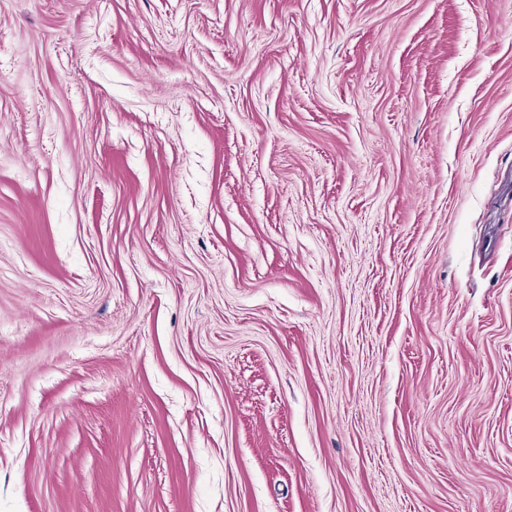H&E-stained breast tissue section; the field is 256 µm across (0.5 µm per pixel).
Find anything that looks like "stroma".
Wrapping results in <instances>:
<instances>
[{
    "instance_id": "stroma-1",
    "label": "stroma",
    "mask_w": 512,
    "mask_h": 512,
    "mask_svg": "<svg viewBox=\"0 0 512 512\" xmlns=\"http://www.w3.org/2000/svg\"><path fill=\"white\" fill-rule=\"evenodd\" d=\"M0 512H512V0H0Z\"/></svg>"
}]
</instances>
